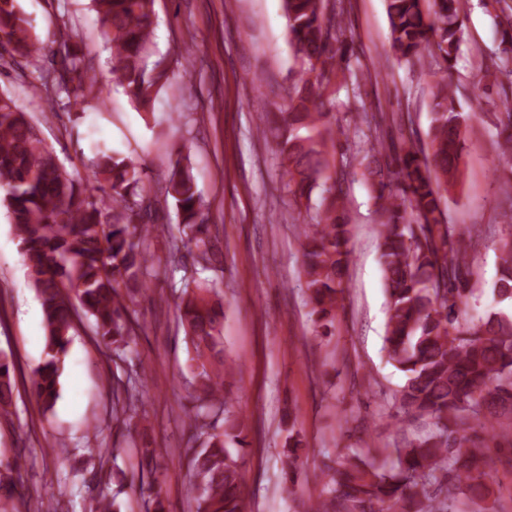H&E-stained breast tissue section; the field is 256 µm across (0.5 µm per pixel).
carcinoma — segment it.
Returning <instances> with one entry per match:
<instances>
[{"instance_id": "obj_1", "label": "carcinoma", "mask_w": 512, "mask_h": 512, "mask_svg": "<svg viewBox=\"0 0 512 512\" xmlns=\"http://www.w3.org/2000/svg\"><path fill=\"white\" fill-rule=\"evenodd\" d=\"M283 0L289 44L301 63L288 111L260 129L272 136L288 193L297 206L309 205L321 189L315 223L301 225L302 274L310 314L320 336L333 335L337 310L347 288L351 262L350 219L336 154L341 128L331 123L326 89L344 72V0ZM110 51L112 84L130 102L150 108L168 85L167 68L154 54L155 0H91ZM464 0H388L390 47L406 63L431 57L437 66L427 148L386 144L365 135L376 167L368 169L376 205L380 264L387 294L385 349L404 377L394 398L415 418H430L425 437L392 450V465L352 448L336 449L323 463L324 498L304 512H441L439 495L478 508L489 495L486 471L489 432L512 427V317L493 313L467 319L471 269L463 243L473 228L448 223L446 194L463 183L469 115L457 110L448 64L463 38ZM18 69L0 86V187L21 255L43 311L45 356L28 374L31 397L48 411L75 322H92L93 336L124 361L140 328L131 303L147 291L155 265L141 240L153 226L143 211L172 201L186 236L184 246L207 268L212 235L205 201L192 168L176 161L160 194H151L144 168L128 157L96 147V160L82 181L75 179L48 148L38 125L19 103L31 90L52 103L63 95L75 104L102 102L99 77L74 42L71 29L54 45L43 43L20 0H0V70ZM499 160L512 167V99L501 101ZM492 294L512 302V236L500 248ZM177 315L191 344L189 371L195 381L192 406L183 410L201 447L185 448L191 480V512H251L244 495L240 456L227 442L245 445L244 419L229 408L224 378L233 373L224 353V308L212 282L185 288ZM15 363L0 360V412L13 401ZM145 394L141 380L112 378V415L132 411ZM301 440L283 451L285 478L293 481ZM156 449H136L137 465L152 472ZM22 487L0 478V512H19Z\"/></svg>"}]
</instances>
